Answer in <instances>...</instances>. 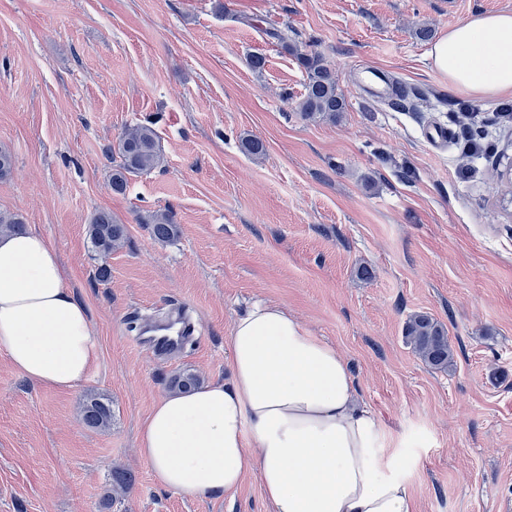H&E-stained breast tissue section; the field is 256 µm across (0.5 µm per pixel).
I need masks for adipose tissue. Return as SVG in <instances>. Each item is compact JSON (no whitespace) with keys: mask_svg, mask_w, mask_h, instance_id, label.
<instances>
[{"mask_svg":"<svg viewBox=\"0 0 512 512\" xmlns=\"http://www.w3.org/2000/svg\"><path fill=\"white\" fill-rule=\"evenodd\" d=\"M429 59L463 96L511 97L512 14L473 15ZM228 347V380L162 397L140 427V456L158 486L231 495L253 470L274 512H415L336 347L269 304L235 320ZM0 352L24 378L55 387L78 385L98 360L85 306L31 230L0 234Z\"/></svg>","mask_w":512,"mask_h":512,"instance_id":"obj_1","label":"adipose tissue"}]
</instances>
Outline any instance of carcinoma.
Wrapping results in <instances>:
<instances>
[{
	"label": "carcinoma",
	"instance_id": "cac0c4a2",
	"mask_svg": "<svg viewBox=\"0 0 512 512\" xmlns=\"http://www.w3.org/2000/svg\"><path fill=\"white\" fill-rule=\"evenodd\" d=\"M274 36L307 74L305 93L297 103V110L307 117L318 114L330 118L344 111L345 101L338 92L334 74L319 55L288 45V37L278 32ZM117 153L120 163L112 169V189L116 192L126 190L129 177L147 174L161 163L156 132L148 125L139 124L122 131L117 138ZM22 229L23 220L19 216L0 213V233H18ZM152 233L156 239L170 242L177 237L178 227L168 215L157 213L153 216ZM89 239L96 252L110 254L122 246L125 225L111 213L99 211L89 225ZM405 334L426 365L435 370L448 369L452 352L448 336L438 322L424 314L415 315L408 320ZM83 418L91 428H105L112 422V404L100 397H90L83 405Z\"/></svg>",
	"mask_w": 512,
	"mask_h": 512
}]
</instances>
